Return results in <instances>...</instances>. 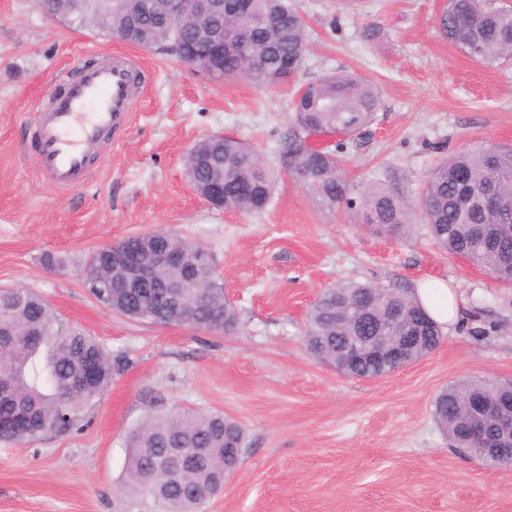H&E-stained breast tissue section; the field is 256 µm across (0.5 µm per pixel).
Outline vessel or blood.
<instances>
[{
  "label": "vessel or blood",
  "mask_w": 512,
  "mask_h": 512,
  "mask_svg": "<svg viewBox=\"0 0 512 512\" xmlns=\"http://www.w3.org/2000/svg\"><path fill=\"white\" fill-rule=\"evenodd\" d=\"M145 72L129 54L82 67L65 89L50 97L35 135L38 171L60 187L85 182L98 142L128 122L143 89Z\"/></svg>",
  "instance_id": "b4317fda"
}]
</instances>
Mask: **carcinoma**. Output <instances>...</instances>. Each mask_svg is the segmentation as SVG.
I'll return each instance as SVG.
<instances>
[{"label": "carcinoma", "instance_id": "1", "mask_svg": "<svg viewBox=\"0 0 512 512\" xmlns=\"http://www.w3.org/2000/svg\"><path fill=\"white\" fill-rule=\"evenodd\" d=\"M256 24L244 30L238 17L226 12L214 29L234 46L224 56V78L235 77L239 67L249 80L262 85L285 64L303 67L308 43L305 26L290 0H249ZM141 0H116L112 9L89 0L100 29L139 45L146 41L174 59L184 50L208 39L211 30L188 15L176 25L156 16H144ZM448 41L477 61L491 63L512 57V7L490 0H447L438 19ZM378 106L375 87L345 73L321 75L298 94L292 108L288 146L272 161L234 137L224 138L221 150L202 138L187 153L185 169L193 190L204 195L215 167L224 169V208L246 212L264 210L281 174L295 175L313 202L324 210L340 205L364 214L381 234L407 233L410 204L379 184L359 192L342 175L341 156L309 147L304 134L336 129L358 137L374 119ZM504 199L498 209L482 205L489 188ZM420 208L435 242L448 254L463 256L484 268L494 279L512 286V233L488 250L475 238L478 225L512 226V151L482 147L463 151L441 162L426 181ZM182 251L195 280L214 279L212 269L196 264L201 245L172 234L151 233L126 237L117 245L136 251L149 243ZM83 278H112V245L97 249L86 261ZM161 288H140L132 297L116 289L105 306L119 315L130 307L140 310L139 322L153 326H179L197 331H233L238 315L227 303L224 289L187 288L191 299L184 308L167 303ZM421 309L415 293L375 282H350L330 288L312 304L304 325L307 351L336 358V347L350 336H368L400 314V323L416 319ZM416 349H436L441 341L436 322L420 320ZM127 364L122 353H112L102 341L62 320L41 298L25 288L0 289V441L21 443L40 436L64 435L81 429L85 411L99 400L112 382L114 371ZM396 368L366 357L348 376L367 379L387 376ZM496 380L474 379L448 387L434 400V417L448 437L465 443L470 412L461 393L491 391ZM245 440L243 426L218 411L173 408L147 417L128 437L124 492L150 501L158 512H198L224 488V477L235 472L242 458L227 454Z\"/></svg>", "mask_w": 512, "mask_h": 512}]
</instances>
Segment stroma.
<instances>
[{
  "label": "stroma",
  "mask_w": 512,
  "mask_h": 512,
  "mask_svg": "<svg viewBox=\"0 0 512 512\" xmlns=\"http://www.w3.org/2000/svg\"><path fill=\"white\" fill-rule=\"evenodd\" d=\"M308 54L294 83L217 80L138 50L147 79L121 139L83 185L62 189L32 162L49 90L91 54L130 45L48 15L42 0H0V288L39 294L63 319L127 353L81 431L0 442V512H147L122 483L127 436L179 407L221 411L245 428L241 467L201 512H512V468L456 452L434 418L446 386L512 378V288L438 248L419 212L407 235L376 233L346 206L318 207L290 177L258 213L216 209L184 158L223 133L274 157L298 85L347 71L379 92L374 121L343 152L356 188L380 183L419 204L428 173L480 146L512 149V58L482 64L448 42L445 0H291ZM164 230L204 246L236 330L209 333L125 319L94 301L83 261L122 238ZM65 263L47 269L44 255ZM447 281L470 313L437 349L394 373L355 379L305 349L316 296L339 282L416 290Z\"/></svg>",
  "instance_id": "1"
}]
</instances>
